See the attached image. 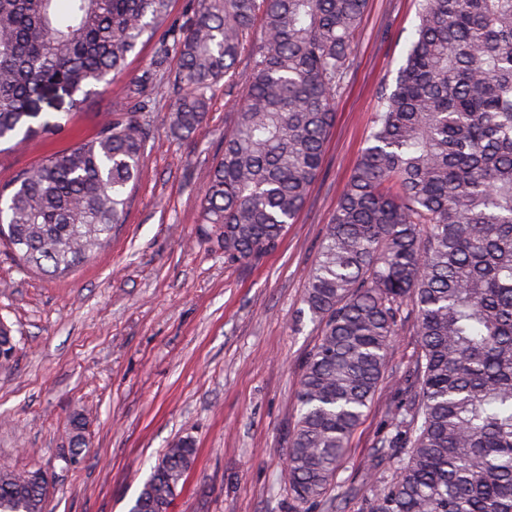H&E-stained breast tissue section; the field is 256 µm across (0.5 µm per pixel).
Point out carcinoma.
Returning a JSON list of instances; mask_svg holds the SVG:
<instances>
[{"mask_svg": "<svg viewBox=\"0 0 512 512\" xmlns=\"http://www.w3.org/2000/svg\"><path fill=\"white\" fill-rule=\"evenodd\" d=\"M171 4L0 0V142L61 126L34 124L36 103L61 90L81 105L163 28L153 67L179 59L176 138L203 122L219 81L241 92L197 243L254 264L321 172L366 0H198L185 25ZM417 18L306 272L304 303L323 327L285 472L295 502L336 512L326 495L411 314L419 353L395 406L405 424L379 442L406 453L362 512H512V0H419ZM150 109L113 114L0 187V239L22 267L62 278L102 249L138 181ZM195 454L189 436L171 444L128 512H168ZM44 499L34 472L0 468V512H43Z\"/></svg>", "mask_w": 512, "mask_h": 512, "instance_id": "obj_1", "label": "carcinoma"}]
</instances>
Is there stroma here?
<instances>
[{"label": "stroma", "instance_id": "obj_1", "mask_svg": "<svg viewBox=\"0 0 512 512\" xmlns=\"http://www.w3.org/2000/svg\"><path fill=\"white\" fill-rule=\"evenodd\" d=\"M415 23V0H368L323 168L278 249L256 264L225 266L220 250L195 242L201 193L240 92L216 85L192 137L172 138L179 59L169 56L163 75L142 84L154 42L137 47L124 74L63 130L0 150L1 186L137 98L154 103L140 179L95 258L52 280L19 267L0 243V319L21 340L13 367L0 371V465L47 475L45 512H127L152 465L185 436L197 454L170 512H289L296 389L322 330L303 302L305 273L367 145L376 92L396 77ZM418 350L404 322L330 491L342 512H360L394 472L376 444ZM78 413L85 449L72 464L68 431Z\"/></svg>", "mask_w": 512, "mask_h": 512}]
</instances>
